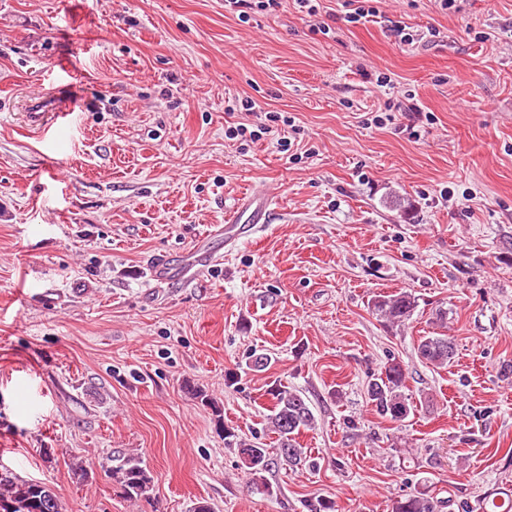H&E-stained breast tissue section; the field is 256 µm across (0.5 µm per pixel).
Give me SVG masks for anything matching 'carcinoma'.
<instances>
[{"label": "carcinoma", "instance_id": "carcinoma-1", "mask_svg": "<svg viewBox=\"0 0 512 512\" xmlns=\"http://www.w3.org/2000/svg\"><path fill=\"white\" fill-rule=\"evenodd\" d=\"M418 308V299L407 290L391 295H377L371 300L373 314L391 327H403L412 320ZM448 311L437 309L433 324L437 330L420 337L416 353L420 361L434 368L448 367L454 357L455 346L445 331ZM408 371L400 362L391 360L373 375L367 385L368 401L381 417L403 423L415 410L405 395ZM272 407L267 417L270 429L277 435L276 447L247 440L226 430L224 444L237 450L242 468L252 478L256 491L271 496L273 485L265 474L278 465L297 467L306 462L307 452L297 441L303 431L315 427V415L306 397L297 389L277 382L267 391ZM109 477L120 486L130 500L148 497L153 487V476L135 455H126L109 471ZM0 496H8L26 506V512H62L53 490L46 484L23 480L12 473H0ZM449 501L426 490L409 493L392 505V512H444Z\"/></svg>", "mask_w": 512, "mask_h": 512}]
</instances>
